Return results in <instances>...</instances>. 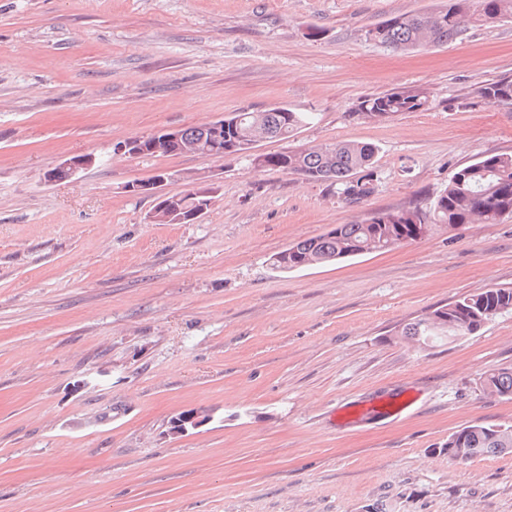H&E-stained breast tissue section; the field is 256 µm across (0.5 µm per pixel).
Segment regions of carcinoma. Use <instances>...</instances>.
Wrapping results in <instances>:
<instances>
[{
  "mask_svg": "<svg viewBox=\"0 0 512 512\" xmlns=\"http://www.w3.org/2000/svg\"><path fill=\"white\" fill-rule=\"evenodd\" d=\"M512 19V0H447L433 12L393 16L368 28V40L393 51H408L444 45L460 37L471 25ZM487 104L512 105V78H500L476 86L469 93ZM426 92L418 86L397 87L379 96L359 101L356 113L388 121L404 112L428 106ZM308 119L304 112L286 106L233 112L218 120L224 133V152L214 149L208 123L187 129H172L127 142L132 157L203 154L217 158L247 157L257 169H276L303 180L327 182L347 204H358L373 192L376 149L369 144L336 142L298 150L257 153L258 143L286 138ZM96 163L92 155L62 160L47 174L50 182L67 178L74 166L84 170ZM216 187L202 183L185 194L163 195L151 218L158 224H185L197 219L211 205ZM512 215V154L492 155L458 168L448 185L436 196L433 218L450 227L459 224H494ZM426 215L419 211H378L359 224H338L326 233L288 245L276 255L275 269L329 265L371 251L399 246L426 228ZM512 312V288H488L443 305L402 334L424 343L435 338L473 334L488 321ZM488 393L512 397V367L489 373ZM512 452V427L468 425L448 438V456L458 460Z\"/></svg>",
  "mask_w": 512,
  "mask_h": 512,
  "instance_id": "1",
  "label": "carcinoma"
}]
</instances>
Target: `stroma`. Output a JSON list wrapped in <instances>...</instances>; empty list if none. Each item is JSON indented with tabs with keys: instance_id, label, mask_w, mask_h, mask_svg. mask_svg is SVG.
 I'll return each mask as SVG.
<instances>
[{
	"instance_id": "obj_1",
	"label": "stroma",
	"mask_w": 512,
	"mask_h": 512,
	"mask_svg": "<svg viewBox=\"0 0 512 512\" xmlns=\"http://www.w3.org/2000/svg\"><path fill=\"white\" fill-rule=\"evenodd\" d=\"M442 0H0V512H512V453L457 461L451 434L512 425L487 373L512 313L420 345L406 324L512 288V216L288 273V245L379 210L429 212L461 166L512 153V108L468 91L512 77V21L413 53L366 40ZM424 87L425 109L357 115ZM285 105L309 124L261 152L374 146V191L243 158L128 157L117 143ZM98 162L48 182L61 160ZM161 191L209 176L187 224ZM411 406L349 425L348 401ZM426 92L418 86L397 87L379 96L364 97L356 108L358 115L388 121L403 112H415L428 106ZM216 187L202 183L185 194L163 195L150 216L158 224H185L203 215L211 205ZM198 213H201L197 216Z\"/></svg>"
}]
</instances>
